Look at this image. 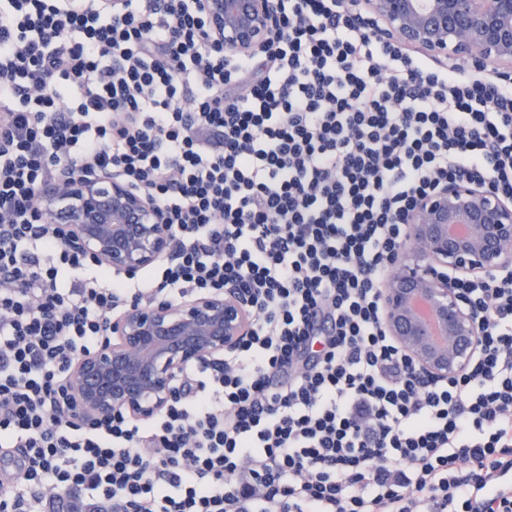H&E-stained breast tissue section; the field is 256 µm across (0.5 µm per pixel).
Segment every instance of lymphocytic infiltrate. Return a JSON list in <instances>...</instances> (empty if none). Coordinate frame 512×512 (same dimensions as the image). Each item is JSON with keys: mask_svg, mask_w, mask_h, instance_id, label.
<instances>
[{"mask_svg": "<svg viewBox=\"0 0 512 512\" xmlns=\"http://www.w3.org/2000/svg\"><path fill=\"white\" fill-rule=\"evenodd\" d=\"M277 3L240 57L197 0H0V512H512V278L461 284L479 350L446 381L419 379L380 302L420 196L466 177L512 199V81L410 54L341 0ZM72 163L163 208L178 256L143 287L38 212ZM228 282L255 323L224 365L151 422L71 412L114 311Z\"/></svg>", "mask_w": 512, "mask_h": 512, "instance_id": "lymphocytic-infiltrate-1", "label": "lymphocytic infiltrate"}]
</instances>
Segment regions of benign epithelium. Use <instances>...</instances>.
Instances as JSON below:
<instances>
[{"instance_id":"7a95c632","label":"benign epithelium","mask_w":512,"mask_h":512,"mask_svg":"<svg viewBox=\"0 0 512 512\" xmlns=\"http://www.w3.org/2000/svg\"><path fill=\"white\" fill-rule=\"evenodd\" d=\"M210 34L239 55L276 32L275 0H200ZM378 34L439 62L512 73V0H344ZM37 208L65 231L66 247L116 275L133 276L177 254L166 215L116 172L66 166L42 185ZM381 285L382 322L428 379L463 374L478 351V325L459 290L490 271L512 273V199L462 177L422 196ZM254 310L234 284L173 301L128 304L112 338L71 370V405L83 416L149 421L165 412L188 367L217 363L252 335Z\"/></svg>"}]
</instances>
